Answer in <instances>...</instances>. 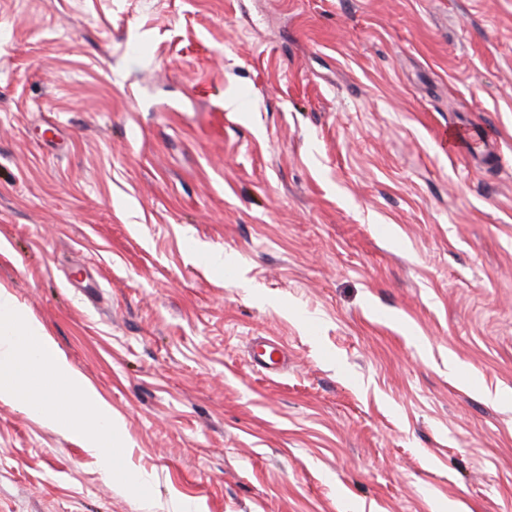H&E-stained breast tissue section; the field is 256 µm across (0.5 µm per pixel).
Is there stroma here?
Masks as SVG:
<instances>
[{
    "label": "stroma",
    "mask_w": 512,
    "mask_h": 512,
    "mask_svg": "<svg viewBox=\"0 0 512 512\" xmlns=\"http://www.w3.org/2000/svg\"><path fill=\"white\" fill-rule=\"evenodd\" d=\"M0 284L152 493L0 402V512H512V0H0Z\"/></svg>",
    "instance_id": "35a3bbf8"
}]
</instances>
